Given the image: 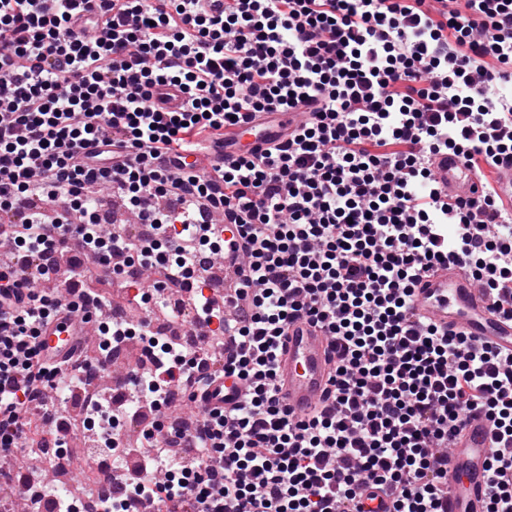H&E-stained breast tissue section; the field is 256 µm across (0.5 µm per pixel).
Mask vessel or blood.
<instances>
[{"label": "vessel or blood", "instance_id": "1", "mask_svg": "<svg viewBox=\"0 0 512 512\" xmlns=\"http://www.w3.org/2000/svg\"><path fill=\"white\" fill-rule=\"evenodd\" d=\"M432 170L442 194L452 199L479 198V178L460 156L451 152L435 155ZM413 307L427 323L464 334L473 343L512 353V319L501 313L495 298L459 265L424 274L414 290ZM99 318V308L92 305L79 316L60 311L42 329V359L57 364L75 357L94 336ZM331 368L323 330L303 319L289 323L277 384L282 404L297 414L310 413L329 387ZM244 394L243 381L227 374L212 383L196 404L204 412L228 408ZM493 435L490 422L479 412L461 426L448 456V512H485Z\"/></svg>", "mask_w": 512, "mask_h": 512}]
</instances>
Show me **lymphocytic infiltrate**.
<instances>
[{
	"instance_id": "obj_1",
	"label": "lymphocytic infiltrate",
	"mask_w": 512,
	"mask_h": 512,
	"mask_svg": "<svg viewBox=\"0 0 512 512\" xmlns=\"http://www.w3.org/2000/svg\"><path fill=\"white\" fill-rule=\"evenodd\" d=\"M0 0V453L21 449L29 417L70 428L43 401L49 379L81 368L40 356L62 309L45 292L76 241L101 274L146 301L141 269L176 292L196 252H224L234 225L248 274L214 303L187 304L201 344L146 335L164 369L117 386L98 410L90 457L120 459L118 415L210 377L245 382L244 400L196 428L170 418L140 431L142 466L106 493L111 512H445L448 448L464 417L492 420L487 512H512V355L469 343L412 312L423 273L451 261L512 316L511 212L494 186L477 208L444 200L432 156L473 171L512 159V0ZM309 116L265 149L186 171L183 153L280 112ZM117 192L149 238L105 232L93 195ZM324 328L332 387L308 418L277 398V363L297 318ZM185 449L180 475L163 469Z\"/></svg>"
}]
</instances>
